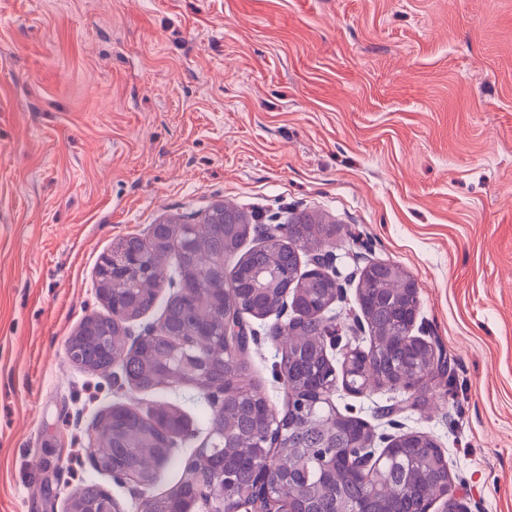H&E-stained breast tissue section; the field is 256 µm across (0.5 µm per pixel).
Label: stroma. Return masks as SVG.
<instances>
[{"mask_svg": "<svg viewBox=\"0 0 512 512\" xmlns=\"http://www.w3.org/2000/svg\"><path fill=\"white\" fill-rule=\"evenodd\" d=\"M218 202L335 225L350 279L330 310L361 345L362 268L412 276L455 395L436 380L389 414L404 389L340 386L335 404L430 436L466 512H512V0H0V512H68L87 482L140 512L88 454L118 404L186 414L144 496L178 483L210 436L197 391L117 389L66 344L104 310L115 239ZM280 322L253 321L245 358L281 409Z\"/></svg>", "mask_w": 512, "mask_h": 512, "instance_id": "stroma-1", "label": "stroma"}]
</instances>
